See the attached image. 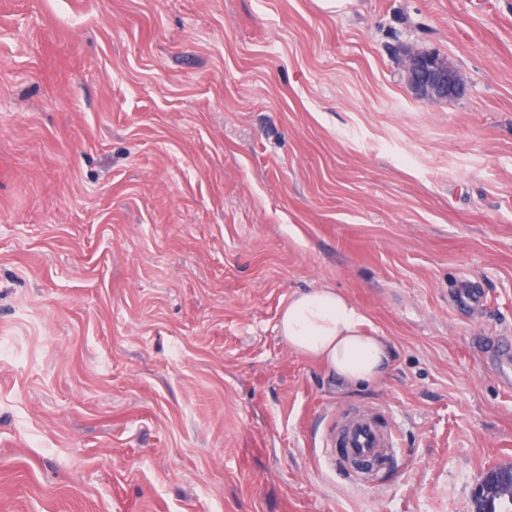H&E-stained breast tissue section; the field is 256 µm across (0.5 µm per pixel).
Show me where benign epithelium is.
I'll list each match as a JSON object with an SVG mask.
<instances>
[{"label":"benign epithelium","mask_w":512,"mask_h":512,"mask_svg":"<svg viewBox=\"0 0 512 512\" xmlns=\"http://www.w3.org/2000/svg\"><path fill=\"white\" fill-rule=\"evenodd\" d=\"M407 82L417 98L437 103L457 94L462 79L449 59L436 53L410 52L405 57ZM512 486V469L491 468L477 485L473 512H485L483 502Z\"/></svg>","instance_id":"benign-epithelium-1"}]
</instances>
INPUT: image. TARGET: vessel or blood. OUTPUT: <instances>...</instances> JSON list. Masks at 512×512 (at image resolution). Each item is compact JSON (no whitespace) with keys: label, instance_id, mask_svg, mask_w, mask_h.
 I'll return each instance as SVG.
<instances>
[{"label":"vessel or blood","instance_id":"b4317fda","mask_svg":"<svg viewBox=\"0 0 512 512\" xmlns=\"http://www.w3.org/2000/svg\"><path fill=\"white\" fill-rule=\"evenodd\" d=\"M334 446L339 450V463L363 464L396 448L397 429L381 413L358 411L346 417L338 427Z\"/></svg>","mask_w":512,"mask_h":512}]
</instances>
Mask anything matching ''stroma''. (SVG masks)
I'll return each mask as SVG.
<instances>
[{"mask_svg": "<svg viewBox=\"0 0 512 512\" xmlns=\"http://www.w3.org/2000/svg\"><path fill=\"white\" fill-rule=\"evenodd\" d=\"M411 48L460 91L416 98ZM316 288L383 381L280 339ZM505 349L512 0H0V512H472ZM362 408L370 477L327 445ZM277 331L289 349L317 359L330 374L348 383L382 379L393 357L388 337L334 288L288 299ZM333 446L339 449V463L363 464L397 448V428L379 412L357 411L338 427Z\"/></svg>", "mask_w": 512, "mask_h": 512, "instance_id": "35a3bbf8", "label": "stroma"}]
</instances>
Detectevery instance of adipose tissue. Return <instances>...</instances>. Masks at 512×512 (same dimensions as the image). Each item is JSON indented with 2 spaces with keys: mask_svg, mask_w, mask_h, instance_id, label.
<instances>
[{
  "mask_svg": "<svg viewBox=\"0 0 512 512\" xmlns=\"http://www.w3.org/2000/svg\"><path fill=\"white\" fill-rule=\"evenodd\" d=\"M277 331L289 349L317 359L348 383L382 379L393 357L388 337L333 288L292 296L280 313Z\"/></svg>",
  "mask_w": 512,
  "mask_h": 512,
  "instance_id": "obj_1",
  "label": "adipose tissue"
}]
</instances>
